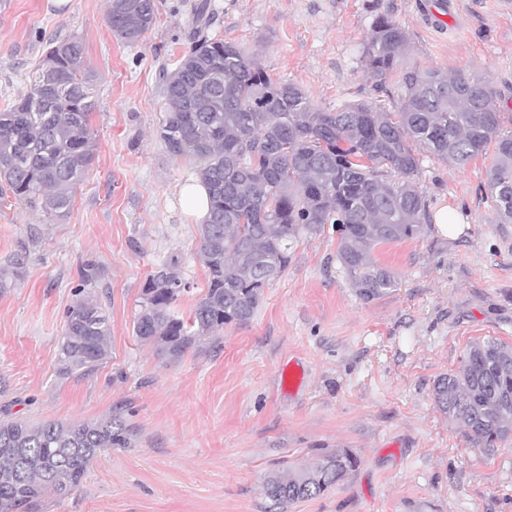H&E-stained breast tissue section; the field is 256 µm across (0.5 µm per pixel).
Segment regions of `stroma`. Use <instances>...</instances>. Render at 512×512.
Listing matches in <instances>:
<instances>
[{"label":"stroma","instance_id":"stroma-1","mask_svg":"<svg viewBox=\"0 0 512 512\" xmlns=\"http://www.w3.org/2000/svg\"><path fill=\"white\" fill-rule=\"evenodd\" d=\"M198 0H155L137 44L117 40L107 0H0V110L26 90L51 42H85L95 74L96 158L68 214L0 194V263L24 256L0 295V410L34 421L113 415L127 444L99 457L80 486L45 494L40 512H270L263 483L325 450L359 458L343 483L284 512H512V439L495 453L453 425L433 385L458 370L469 346L512 345V224L492 221L489 159L465 170L420 157L428 212H459L462 232L427 223L415 238L375 248L395 288L360 299L336 257L333 227L301 235L286 271L263 290L255 317L231 325L180 361L163 364L133 334L141 288L170 258L206 287L197 219L179 197L194 166L159 138L163 78L190 49ZM206 33L240 45L276 79L331 110L365 102L395 111L397 76L370 79L362 58L387 16L404 30L400 69L485 75L512 128V0H450L445 34L426 12L439 0H210ZM100 272L112 327L111 358L79 381L55 373L65 312L79 273Z\"/></svg>","mask_w":512,"mask_h":512}]
</instances>
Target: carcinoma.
<instances>
[{
  "label": "carcinoma",
  "instance_id": "1",
  "mask_svg": "<svg viewBox=\"0 0 512 512\" xmlns=\"http://www.w3.org/2000/svg\"><path fill=\"white\" fill-rule=\"evenodd\" d=\"M113 35L135 44L155 21L154 0H107ZM206 5L196 13L194 46L166 77L160 139L174 158H191L209 194L198 226L207 288L189 317L176 312L190 283L173 258L141 288L133 331L157 354L177 361L226 325L250 321L263 289L287 268L303 233L332 224L336 257L353 274L358 296L372 300L395 287L396 275L375 264L376 246L419 236L427 203L415 176L430 153L462 170L494 147L488 194L497 224H512V130L486 78L414 68L401 79L400 103L383 112L366 103L334 111L315 106L297 84L273 79L237 44L203 34ZM406 35L377 19L363 51L378 83L397 69ZM92 76L82 37L50 44L25 92L0 111V181L19 201H39L50 216L68 211L95 158ZM24 259L0 265V294L14 287ZM78 298L65 313L56 374L85 379L111 359L110 318L80 273ZM448 420L493 450L512 438V345L472 344L459 369L434 382ZM126 425L91 420L31 421L0 412V512H38L46 492L78 488L98 454L127 441ZM358 458L345 448L307 466L267 476L264 495L281 507L319 497L346 480Z\"/></svg>",
  "mask_w": 512,
  "mask_h": 512
}]
</instances>
